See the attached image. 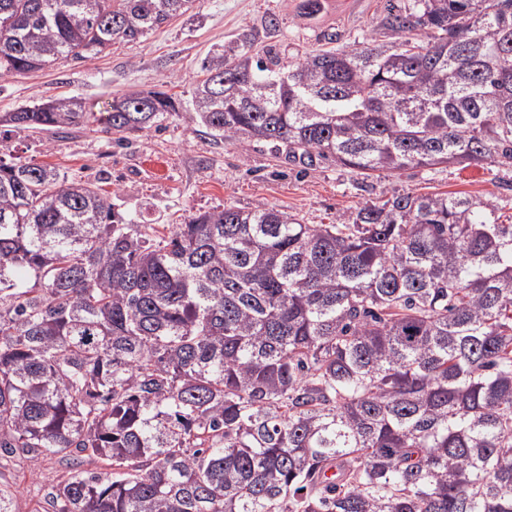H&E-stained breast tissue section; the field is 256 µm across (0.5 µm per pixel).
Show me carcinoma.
<instances>
[{
	"mask_svg": "<svg viewBox=\"0 0 512 512\" xmlns=\"http://www.w3.org/2000/svg\"><path fill=\"white\" fill-rule=\"evenodd\" d=\"M193 0H0V75L136 42ZM397 35L216 50L211 136L368 178L512 168V0H405ZM164 91L0 115L131 133ZM64 454L52 512H512V216L393 191L334 224L234 205L135 224L91 182L0 158V452ZM93 457L103 475L81 468Z\"/></svg>",
	"mask_w": 512,
	"mask_h": 512,
	"instance_id": "1",
	"label": "carcinoma"
}]
</instances>
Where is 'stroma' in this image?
<instances>
[{"label":"stroma","mask_w":512,"mask_h":512,"mask_svg":"<svg viewBox=\"0 0 512 512\" xmlns=\"http://www.w3.org/2000/svg\"><path fill=\"white\" fill-rule=\"evenodd\" d=\"M402 0H337L316 17L304 16L301 0H195L184 16L150 32L141 42L116 44L86 60H63L35 72L0 78V113L48 99L81 97L90 111H106L114 98L164 90L181 98V111L155 126L127 134L124 145L99 125L66 132H23L0 127V155L45 162L74 181H89L111 193L117 209L138 224H179L184 217L233 204L245 210L282 209L307 224H331L383 193L464 192L512 208V168L498 166L412 168L377 171L365 178L319 161L303 170L278 158L269 145L219 141L189 108L202 59L246 28L258 32V48L275 46L284 60L320 48L323 31L338 33L340 46L392 34L374 27ZM279 32L263 35L265 17ZM69 469L61 457L0 458V479L15 512H43L44 495Z\"/></svg>","instance_id":"obj_1"}]
</instances>
